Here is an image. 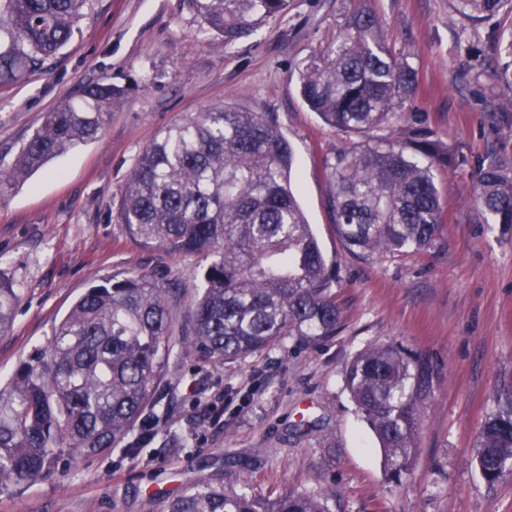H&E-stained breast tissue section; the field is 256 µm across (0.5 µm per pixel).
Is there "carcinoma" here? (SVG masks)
Segmentation results:
<instances>
[{
	"label": "carcinoma",
	"mask_w": 512,
	"mask_h": 512,
	"mask_svg": "<svg viewBox=\"0 0 512 512\" xmlns=\"http://www.w3.org/2000/svg\"><path fill=\"white\" fill-rule=\"evenodd\" d=\"M512 0H459L473 22ZM201 32L234 46L250 30L280 18L289 0H186ZM87 0H4L0 86L44 71L73 37ZM344 36L310 56L300 93L311 111L348 143L326 160L332 223L355 255L435 248L445 223L437 168L466 157L408 112L418 70L383 38L364 7L346 18ZM129 87L85 85L61 101L0 168V187L24 182L53 158L97 140ZM407 133L377 135L396 116ZM294 155L274 118L226 105L189 115L147 145L127 177L118 219L144 247L211 258L193 305L189 339L175 340L167 288L145 276L88 288L55 326L47 347L21 362L0 389V493L50 477L75 451L102 453L134 436L143 411L165 412L157 381L170 360L194 349L215 365L284 345L336 335L341 308L336 262L323 253L293 193ZM483 218L512 226V161L479 168ZM19 292L0 276V334L10 327ZM439 380L427 356L374 344L344 368L345 389L377 436L388 479L402 483L417 451L420 412ZM475 439L482 478L512 477V383ZM327 490L261 495L193 483L166 501L167 512H332Z\"/></svg>",
	"instance_id": "1"
}]
</instances>
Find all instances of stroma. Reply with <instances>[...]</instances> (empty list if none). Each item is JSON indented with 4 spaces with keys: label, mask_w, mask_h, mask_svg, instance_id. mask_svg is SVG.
<instances>
[{
    "label": "stroma",
    "mask_w": 512,
    "mask_h": 512,
    "mask_svg": "<svg viewBox=\"0 0 512 512\" xmlns=\"http://www.w3.org/2000/svg\"><path fill=\"white\" fill-rule=\"evenodd\" d=\"M388 45L409 56L412 104L467 158L440 170L446 221L437 249L361 257L344 248L327 208L323 162L345 136L299 94V70L344 34L354 0H289L286 14L225 49L202 37L183 0H88L73 39L47 70L0 86V163L10 164L47 112L91 82L130 93L99 140L80 144L25 182L0 188V275L22 296L0 335V384L44 348L94 285L146 275L170 289L175 336L188 324L208 265L136 243L108 220L139 152L189 114L233 104L272 115L297 160L293 189L338 267L343 319L332 337L224 365L194 352L172 359L157 392L168 405L158 439L73 454L52 478L0 494V512H165L192 482L255 491L335 492L332 512H512V478L487 484L475 438L512 381V227L478 220L476 173L512 160V11L473 22L456 0H365ZM394 343L429 356L440 384L421 409L417 457L400 487L344 388L358 351Z\"/></svg>",
    "instance_id": "35a3bbf8"
}]
</instances>
